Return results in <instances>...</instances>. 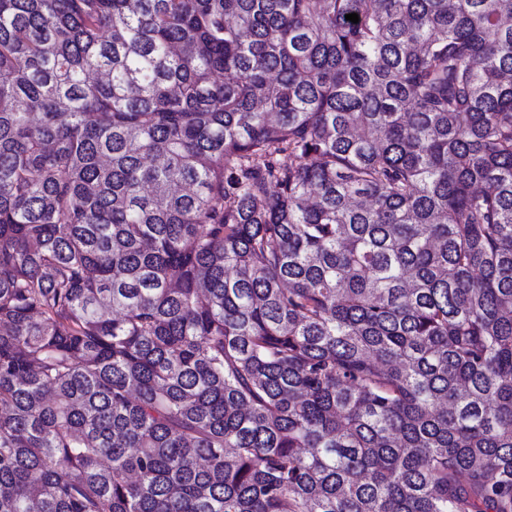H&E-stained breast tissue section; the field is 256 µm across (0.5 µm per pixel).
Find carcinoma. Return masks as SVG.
Instances as JSON below:
<instances>
[{"instance_id":"carcinoma-1","label":"carcinoma","mask_w":512,"mask_h":512,"mask_svg":"<svg viewBox=\"0 0 512 512\" xmlns=\"http://www.w3.org/2000/svg\"><path fill=\"white\" fill-rule=\"evenodd\" d=\"M0 512H512V0H0Z\"/></svg>"}]
</instances>
